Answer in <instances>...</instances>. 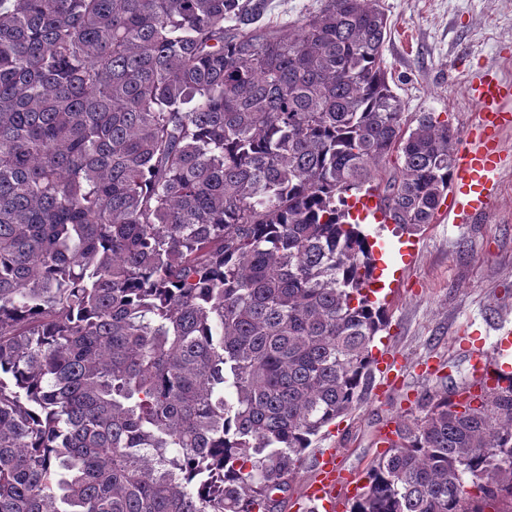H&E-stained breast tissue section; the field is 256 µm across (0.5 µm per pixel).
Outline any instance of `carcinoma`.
<instances>
[{"label": "carcinoma", "instance_id": "carcinoma-1", "mask_svg": "<svg viewBox=\"0 0 512 512\" xmlns=\"http://www.w3.org/2000/svg\"><path fill=\"white\" fill-rule=\"evenodd\" d=\"M257 18L0 0V512H277L362 400L388 316L350 199L433 223L455 133L405 116L377 0ZM416 404L349 512L512 488V386Z\"/></svg>", "mask_w": 512, "mask_h": 512}]
</instances>
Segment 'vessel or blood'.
<instances>
[{"label": "vessel or blood", "mask_w": 512, "mask_h": 512, "mask_svg": "<svg viewBox=\"0 0 512 512\" xmlns=\"http://www.w3.org/2000/svg\"><path fill=\"white\" fill-rule=\"evenodd\" d=\"M467 94L477 107V120L469 142L457 154L445 201L449 213L462 224L486 213L497 196L494 176L504 160L500 135L512 128V109L503 108L502 103L512 99V81L489 67L469 81ZM474 358L476 377H495L503 387L512 383V365L490 368L484 350L475 353ZM337 456V449H323L318 455L317 472L303 490L304 498L319 501L325 512H343L351 483L350 474L337 464Z\"/></svg>", "instance_id": "obj_1"}]
</instances>
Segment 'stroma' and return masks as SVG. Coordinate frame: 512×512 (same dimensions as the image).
<instances>
[{"instance_id":"35a3bbf8","label":"stroma","mask_w":512,"mask_h":512,"mask_svg":"<svg viewBox=\"0 0 512 512\" xmlns=\"http://www.w3.org/2000/svg\"><path fill=\"white\" fill-rule=\"evenodd\" d=\"M378 3L390 28L384 62L406 114H439L465 139L476 113L467 80L487 66L512 80V0ZM496 180L491 210L473 223L440 215L418 232L392 223L363 225L377 242L375 299L389 313L372 353L396 356L397 370L387 379L373 372L356 410L306 450L298 477L279 496L278 512H298L319 449L338 448L339 465L363 482L384 450L382 428L416 412L421 393L452 395L471 383L474 346L492 347L512 331V163Z\"/></svg>"}]
</instances>
